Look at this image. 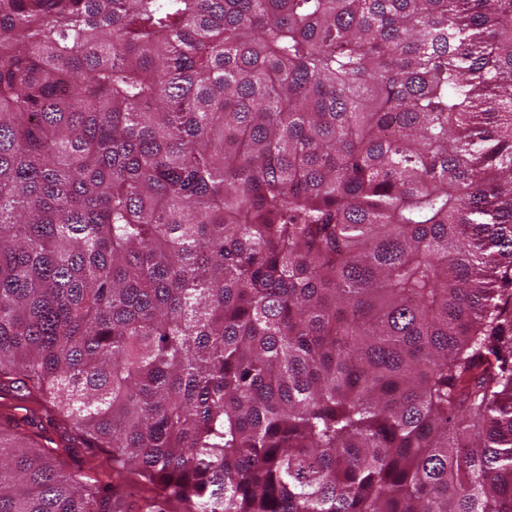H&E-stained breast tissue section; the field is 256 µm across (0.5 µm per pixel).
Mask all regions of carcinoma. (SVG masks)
Returning <instances> with one entry per match:
<instances>
[{
	"label": "carcinoma",
	"instance_id": "cac0c4a2",
	"mask_svg": "<svg viewBox=\"0 0 512 512\" xmlns=\"http://www.w3.org/2000/svg\"><path fill=\"white\" fill-rule=\"evenodd\" d=\"M12 376L150 512H512V0H0Z\"/></svg>",
	"mask_w": 512,
	"mask_h": 512
}]
</instances>
